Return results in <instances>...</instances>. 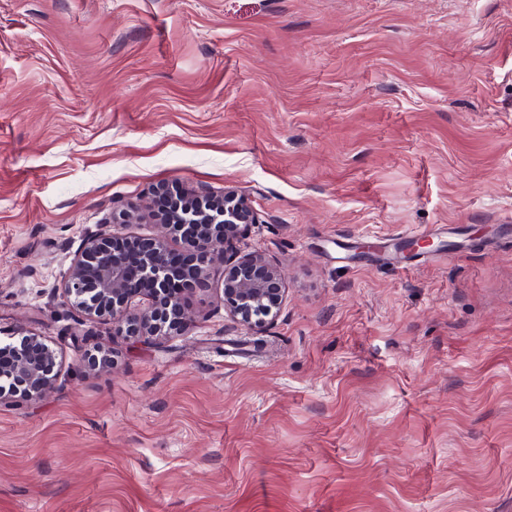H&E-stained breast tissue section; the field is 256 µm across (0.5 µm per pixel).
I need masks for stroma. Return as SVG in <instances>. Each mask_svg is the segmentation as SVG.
<instances>
[{"mask_svg":"<svg viewBox=\"0 0 512 512\" xmlns=\"http://www.w3.org/2000/svg\"><path fill=\"white\" fill-rule=\"evenodd\" d=\"M172 184L250 199L261 331L216 282L159 341L66 305ZM32 334L60 375L0 401V512H512V0H0V342Z\"/></svg>","mask_w":512,"mask_h":512,"instance_id":"35a3bbf8","label":"stroma"}]
</instances>
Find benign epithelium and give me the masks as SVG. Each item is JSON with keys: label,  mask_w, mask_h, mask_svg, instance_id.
Masks as SVG:
<instances>
[{"label": "benign epithelium", "mask_w": 512, "mask_h": 512, "mask_svg": "<svg viewBox=\"0 0 512 512\" xmlns=\"http://www.w3.org/2000/svg\"><path fill=\"white\" fill-rule=\"evenodd\" d=\"M202 207L184 205L192 214L175 225L151 214L157 231L149 237L118 232L91 235L74 257L60 285L67 303L88 321L108 324L112 332L136 339L178 336L188 332L196 317L188 296L210 287L221 278L224 312L249 330H260L279 313L285 298L280 267L265 254H237L240 226L256 223L250 199L236 189L220 196L196 193ZM191 242V252L179 255L170 242L176 228ZM130 245L142 259L140 274L150 280V291L131 289L129 265L116 254ZM181 278L184 287L167 288L170 278ZM10 356L0 358V402L6 398L39 399L56 386L58 362L53 348L36 335L23 336L8 346Z\"/></svg>", "instance_id": "7a95c632"}]
</instances>
